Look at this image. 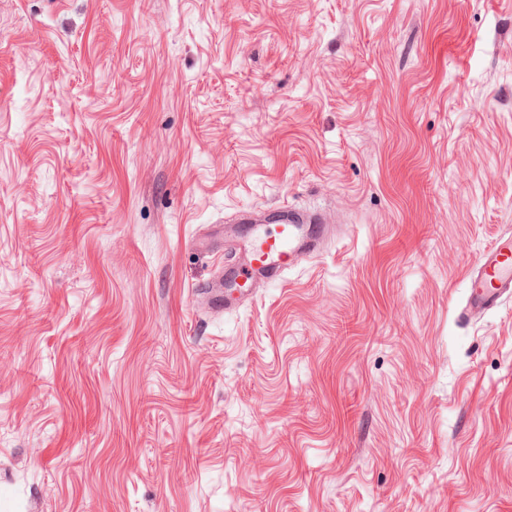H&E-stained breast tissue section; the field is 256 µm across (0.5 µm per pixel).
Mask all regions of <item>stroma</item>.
Returning a JSON list of instances; mask_svg holds the SVG:
<instances>
[{
  "label": "stroma",
  "instance_id": "stroma-1",
  "mask_svg": "<svg viewBox=\"0 0 512 512\" xmlns=\"http://www.w3.org/2000/svg\"><path fill=\"white\" fill-rule=\"evenodd\" d=\"M508 230L512 0H0V512H512ZM268 230L261 224L252 225L242 238L248 252L249 265L237 270L229 288L246 295L256 274L270 281H280L288 271L318 248L314 241L324 240L319 226L310 230L302 222L288 219V223ZM468 296L458 312L470 321L512 298V234L493 242L476 258L468 277Z\"/></svg>",
  "mask_w": 512,
  "mask_h": 512
}]
</instances>
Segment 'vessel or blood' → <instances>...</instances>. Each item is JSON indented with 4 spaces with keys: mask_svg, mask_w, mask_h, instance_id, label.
Returning <instances> with one entry per match:
<instances>
[{
    "mask_svg": "<svg viewBox=\"0 0 512 512\" xmlns=\"http://www.w3.org/2000/svg\"><path fill=\"white\" fill-rule=\"evenodd\" d=\"M323 239L320 227L309 229L294 219L272 230L252 225L244 237L249 264L234 273L232 287L245 294L255 276L274 282L281 280L288 269L315 252ZM511 298L512 234L500 237L476 258L468 277V296L458 317L472 320Z\"/></svg>",
    "mask_w": 512,
    "mask_h": 512,
    "instance_id": "1",
    "label": "vessel or blood"
}]
</instances>
